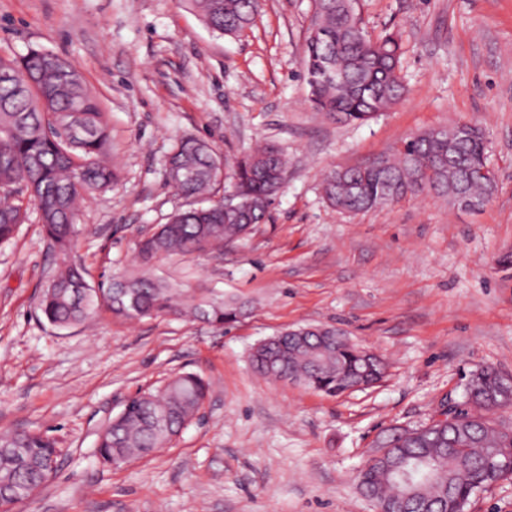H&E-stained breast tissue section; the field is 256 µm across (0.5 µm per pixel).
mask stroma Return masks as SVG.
I'll return each instance as SVG.
<instances>
[{
	"label": "stroma",
	"instance_id": "1",
	"mask_svg": "<svg viewBox=\"0 0 512 512\" xmlns=\"http://www.w3.org/2000/svg\"><path fill=\"white\" fill-rule=\"evenodd\" d=\"M312 0H261L242 35L212 32L184 0H0V56L71 61L107 112L114 187L81 211L72 258L92 283L138 272L137 244L187 199L164 161L190 134L227 159L259 141L288 158L267 221L222 251L155 262V276L245 302L231 329L100 310L59 328L38 310L57 261L37 211L0 245V435L42 431L59 469L14 512H375L356 474L386 428L461 402L472 370L512 374V0H359L371 37L396 33L406 97L362 125L308 101ZM461 121L488 140L497 190L481 210L420 195L358 215L321 174L388 155ZM332 326L386 365L332 397L257 374L249 354L286 328ZM209 385L198 416L149 457L103 464L99 435L127 397L179 373Z\"/></svg>",
	"mask_w": 512,
	"mask_h": 512
}]
</instances>
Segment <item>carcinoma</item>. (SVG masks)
<instances>
[{"label":"carcinoma","mask_w":512,"mask_h":512,"mask_svg":"<svg viewBox=\"0 0 512 512\" xmlns=\"http://www.w3.org/2000/svg\"><path fill=\"white\" fill-rule=\"evenodd\" d=\"M213 32L223 35L250 27L258 0H187ZM317 39L305 40L304 79L312 107L337 122L362 124L388 111L408 89L401 76V43L387 32L372 39L352 0H314ZM336 72L325 80L323 70ZM0 244L12 241L39 215L60 264L43 289L39 310L56 326L82 324L100 307L128 320L177 315L202 317L217 325L235 323L245 305L222 297L196 296L148 274L164 256L203 254L244 238L265 220L281 187L286 161L265 144L225 171L224 159L206 141L181 137L167 156L168 183L186 199L212 193L230 180L240 208L226 212L221 202L189 206L138 243L144 272L112 279L97 288L71 260L81 201L111 188L120 175L112 165L107 113L67 59L43 49L20 58L0 56ZM488 145L476 124L434 128L406 138L393 153L365 165L333 168L322 174L325 201L337 211L364 213L429 191L452 206L465 197L485 205L497 184L482 169ZM250 363L271 380L302 383L330 396L379 384L385 366L329 327H303L259 342ZM208 385L197 373L175 375L145 391L99 436V456L108 465L151 455L177 437L198 415ZM512 410V379L490 367L472 371L464 401L447 423L410 430L389 429V451L359 472L362 494L376 512H459L477 491L512 478V421H496L490 411ZM59 451L39 431L0 437V490L3 501L32 497L56 471Z\"/></svg>","instance_id":"obj_1"}]
</instances>
